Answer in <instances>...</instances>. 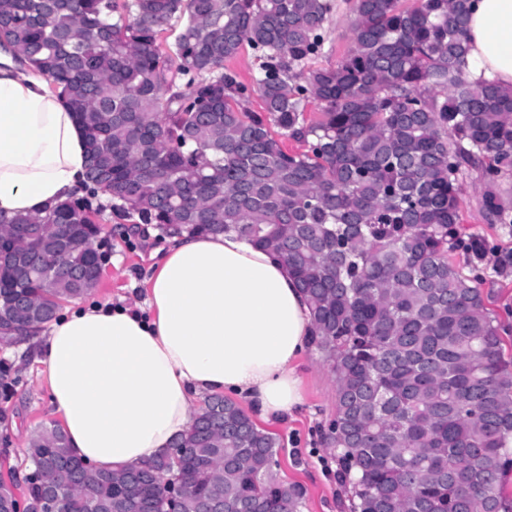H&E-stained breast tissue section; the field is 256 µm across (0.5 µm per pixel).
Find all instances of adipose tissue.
<instances>
[{
	"mask_svg": "<svg viewBox=\"0 0 512 512\" xmlns=\"http://www.w3.org/2000/svg\"><path fill=\"white\" fill-rule=\"evenodd\" d=\"M475 80L512 87V0H475ZM84 132L36 68L0 55V213L35 215L84 195ZM143 302L71 301L26 339L73 453L120 472L165 454L199 401L244 398L266 423L305 397L306 298L277 255L234 234L166 239Z\"/></svg>",
	"mask_w": 512,
	"mask_h": 512,
	"instance_id": "obj_1",
	"label": "adipose tissue"
}]
</instances>
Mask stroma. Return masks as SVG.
<instances>
[{
    "label": "stroma",
    "instance_id": "35a3bbf8",
    "mask_svg": "<svg viewBox=\"0 0 512 512\" xmlns=\"http://www.w3.org/2000/svg\"><path fill=\"white\" fill-rule=\"evenodd\" d=\"M333 9L325 24V45L315 64H336L352 45L351 10L353 0H331ZM462 232L484 239L489 251L481 261L483 280L480 288L488 307L506 330L505 353L512 355V267L498 272L499 253L512 249V231L488 223L479 205L485 184L477 170L466 171L461 180ZM109 232L112 253L104 267L92 297L97 302L133 303L143 301L144 281L154 264L153 253L163 245L165 234L154 224H138L104 209L99 217ZM0 360L11 364L16 379L13 395L7 404L8 419L0 421V433L10 434L8 463L17 475H25L29 460L26 455L31 435L41 427L53 425L56 417L47 387L37 364L18 353L16 347L0 345ZM298 371L304 381L305 403L302 409L281 423L267 424V431L281 441L277 451V478L298 483L307 490L303 512H344L338 493L340 487L329 466L336 460L323 441L324 430L335 414L336 384L327 363L316 348H309Z\"/></svg>",
    "mask_w": 512,
    "mask_h": 512
}]
</instances>
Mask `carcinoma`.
<instances>
[{"mask_svg":"<svg viewBox=\"0 0 512 512\" xmlns=\"http://www.w3.org/2000/svg\"><path fill=\"white\" fill-rule=\"evenodd\" d=\"M0 0V33L75 113L86 195L39 215H0V327L39 330L97 288L107 202L168 235L235 233L288 265L336 382L333 450L349 512H512V362L500 325L452 254L466 252L459 180L512 178V87L469 77L471 0H355L353 46L322 53L330 0ZM181 21L175 42L159 35ZM264 58L263 111L309 141L285 152L246 87L224 71L243 45ZM321 103L305 122L308 96ZM491 224L512 203L487 191ZM71 225L69 244L59 225ZM164 455L127 473L88 471L61 427L29 440L25 512L54 492L62 512H113L133 490L158 512H301L303 485L273 472L279 437L231 400L205 397ZM178 479L188 491L169 494ZM15 485L0 478V512Z\"/></svg>","mask_w":512,"mask_h":512,"instance_id":"obj_1","label":"carcinoma"}]
</instances>
